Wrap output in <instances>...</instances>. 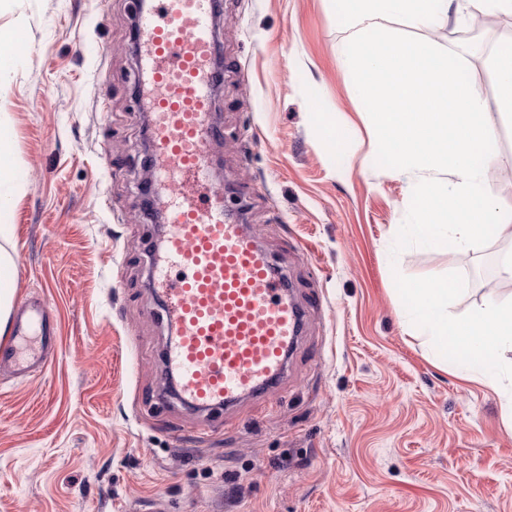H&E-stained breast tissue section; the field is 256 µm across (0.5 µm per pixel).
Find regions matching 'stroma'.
<instances>
[{"instance_id": "35a3bbf8", "label": "stroma", "mask_w": 512, "mask_h": 512, "mask_svg": "<svg viewBox=\"0 0 512 512\" xmlns=\"http://www.w3.org/2000/svg\"><path fill=\"white\" fill-rule=\"evenodd\" d=\"M220 3L213 177L308 305L288 376L210 416L157 406L171 336L145 266L133 0H0V30L28 45L0 67L17 173L0 247L21 266L15 298H46L59 336L34 377L0 371V512H512V399L436 351L393 278L460 272L461 316L512 300L510 282L480 288L512 246L392 255L414 183L375 164L332 0ZM486 11L474 0L407 33L462 54L497 140L483 178L512 210V118L493 109L489 67L512 47V16L475 29Z\"/></svg>"}]
</instances>
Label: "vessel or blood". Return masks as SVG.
<instances>
[{
    "mask_svg": "<svg viewBox=\"0 0 512 512\" xmlns=\"http://www.w3.org/2000/svg\"><path fill=\"white\" fill-rule=\"evenodd\" d=\"M216 0H149L138 16V87L150 108L157 182L169 194L151 282L175 338L164 363L178 400L203 412L275 393L305 318L288 270L246 225L226 217L209 178V149L224 131L209 120L216 81ZM0 366L21 378L58 345L38 296L17 305Z\"/></svg>",
    "mask_w": 512,
    "mask_h": 512,
    "instance_id": "vessel-or-blood-1",
    "label": "vessel or blood"
}]
</instances>
